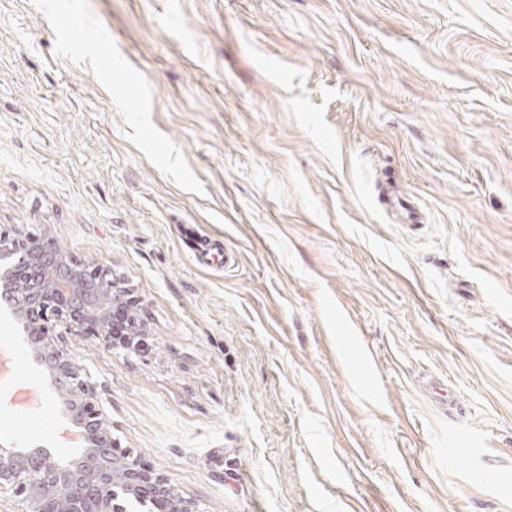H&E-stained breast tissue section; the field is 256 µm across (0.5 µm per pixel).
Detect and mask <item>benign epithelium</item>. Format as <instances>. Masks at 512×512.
I'll return each instance as SVG.
<instances>
[{"label":"benign epithelium","mask_w":512,"mask_h":512,"mask_svg":"<svg viewBox=\"0 0 512 512\" xmlns=\"http://www.w3.org/2000/svg\"><path fill=\"white\" fill-rule=\"evenodd\" d=\"M107 267L72 265L49 234L0 233V304L23 333L29 354L61 406L64 437L80 452L67 460L41 446L0 441V493L23 512H127L131 500L156 512H192L172 481L112 437V422L96 384L68 350L71 332L138 352L149 336L140 302ZM126 311L127 338L113 339V316Z\"/></svg>","instance_id":"1"}]
</instances>
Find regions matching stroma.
I'll return each instance as SVG.
<instances>
[{
    "instance_id": "35a3bbf8",
    "label": "stroma",
    "mask_w": 512,
    "mask_h": 512,
    "mask_svg": "<svg viewBox=\"0 0 512 512\" xmlns=\"http://www.w3.org/2000/svg\"><path fill=\"white\" fill-rule=\"evenodd\" d=\"M0 230L133 288L65 344L196 512H512V0H0Z\"/></svg>"
}]
</instances>
